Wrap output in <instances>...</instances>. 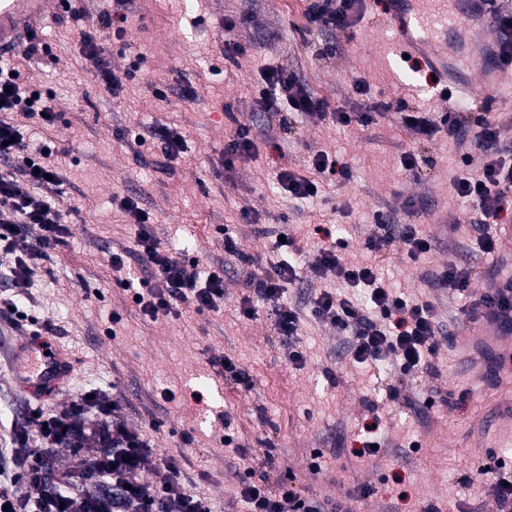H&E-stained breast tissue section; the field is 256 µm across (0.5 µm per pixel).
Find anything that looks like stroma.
Segmentation results:
<instances>
[{"instance_id":"35a3bbf8","label":"stroma","mask_w":512,"mask_h":512,"mask_svg":"<svg viewBox=\"0 0 512 512\" xmlns=\"http://www.w3.org/2000/svg\"><path fill=\"white\" fill-rule=\"evenodd\" d=\"M109 7L108 0L56 7L35 28L46 51L18 62L22 81L53 92L62 115L54 143L68 155L64 219L76 232L35 268L21 307L36 322L58 326L48 343L68 355L73 373L52 396L20 388L10 358L22 333L0 319V431L22 422L28 408L61 413L80 390L100 388L121 401L128 426L145 429L160 421L151 434L154 447L180 458L213 512H245L236 492L251 464L222 445L221 413L240 446L268 451L276 470L292 474L311 494L341 498L370 485L375 492L358 500L361 512H422L431 504L441 512H489L483 487L464 479L487 453L512 457V399L500 381L475 377L469 358L449 347L448 337L466 323L470 298L512 272V238L501 237L498 253L481 251L479 233L468 222L471 207L453 190L462 149L443 137L413 144L392 111L373 124L348 127L293 114L286 129L254 105L262 69L280 66L334 107L358 112L403 98L429 113L451 111L423 73L383 62V47L400 43L401 26L384 21L379 0H366L362 19L344 33L310 27L307 0H128L125 34L110 42V66L122 82L115 97L93 79L77 42L78 30L98 29ZM228 17L236 21L230 30ZM228 42L247 47V55L225 60ZM358 79L368 95H353ZM240 125L250 128L257 152L228 169L224 146ZM162 127L186 141L169 165L160 149L137 142L153 140ZM410 149L421 158L412 171L402 165ZM317 150L347 165L349 180L327 175L317 199H290L276 183L278 167L309 174ZM126 195L142 196L163 246L187 249L203 263L223 262L221 311L153 321L130 305L109 263L134 240V226L114 203ZM380 215L420 225L434 242L431 252L412 265L396 241L386 253L369 256L365 242L377 234ZM317 225L343 228L347 262L375 260L387 284L435 306L443 333L432 368L400 386L397 397L387 393L396 385L392 364L353 363L343 355L348 336L310 313L311 300L330 285L310 269L329 244L314 233ZM283 230L296 252L275 249ZM228 237L238 255L225 253ZM285 258L301 266L284 296L301 312L298 339L306 363L300 368L288 361L273 304L256 302L249 320L238 313L241 267L263 269ZM451 260L471 269L469 296L424 282L428 271ZM115 312L122 321L112 337L104 330ZM222 356L247 373L248 383L217 374L212 362ZM165 389L172 401L162 399ZM195 390L205 402L191 399ZM431 395L434 407L423 408ZM376 416L382 421L379 452L355 456L359 431ZM186 431L193 437L188 445ZM316 452L324 458L314 474L306 462Z\"/></svg>"}]
</instances>
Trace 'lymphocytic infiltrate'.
<instances>
[{
	"label": "lymphocytic infiltrate",
	"instance_id": "lymphocytic-infiltrate-1",
	"mask_svg": "<svg viewBox=\"0 0 512 512\" xmlns=\"http://www.w3.org/2000/svg\"><path fill=\"white\" fill-rule=\"evenodd\" d=\"M363 13V0H309L306 9L310 25L340 31L353 28ZM126 21L123 13L104 12L102 33L83 30L78 39L81 54L92 64L93 78L116 93L121 84L109 67L108 39L122 37ZM262 80L265 87L256 104L264 112H302L337 125H367L375 111L394 109L402 128L416 142L444 136L460 144L467 137L459 112L427 114L403 99L394 105L377 103L372 112H349L313 96L287 69L266 68ZM5 112L20 113L47 131L57 129L60 116L52 97L23 86L13 59L0 63V249L13 258L8 269L0 270V318L16 326L22 316L19 302L31 285L34 266L64 244L73 229L62 218L61 196L38 193L48 184L64 186L61 160L44 142L24 140L14 124L2 120ZM472 139L481 152L480 164L456 178L453 189L474 208L481 231L478 241L485 252L492 253L499 243L498 225L512 214V163L499 151L497 120L481 117ZM310 165L315 172L311 178L280 168L276 175L280 188L293 198L310 200L321 191L319 175L347 174L345 165L322 151L313 153ZM119 211L127 223L136 225L137 235L133 248L112 253L110 264L113 271L122 273L123 288L140 314L154 320L219 311L224 302L223 265H203L162 246L153 230L154 215L138 196L122 197ZM396 240L404 246L405 259L412 262L432 248L431 239L417 225L401 224L368 239L365 249L377 254ZM341 248L338 241L322 248L311 269L319 277H334L351 288L366 287L367 300L362 303L326 288L313 299L312 315L352 336L348 354L353 362L390 360L403 378L429 370L439 326L433 305L388 288L375 263H344ZM298 278L297 265L288 261L265 271H247V293L238 303V312L253 318L257 298L277 304L278 333L292 340L289 360L300 367L306 357L294 342L299 310L283 302L287 286ZM120 411L119 400L95 390L77 395L69 409L58 415L32 410L22 427L11 428L8 446L0 448V512H212L209 500L189 488L180 460L153 448L148 430L119 422ZM91 443L96 446L92 476L78 484L67 477L54 479L50 470L54 452ZM475 476L490 493L493 512H512V469L504 458L480 464ZM372 493L371 487L358 486L351 498L320 501L292 482L272 484L266 470L253 466L240 479L237 491L246 512H353L352 499Z\"/></svg>",
	"mask_w": 512,
	"mask_h": 512
}]
</instances>
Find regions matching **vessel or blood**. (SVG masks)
<instances>
[{
	"mask_svg": "<svg viewBox=\"0 0 512 512\" xmlns=\"http://www.w3.org/2000/svg\"><path fill=\"white\" fill-rule=\"evenodd\" d=\"M48 0H0V55L9 53L27 26L41 18ZM389 10L402 17L403 53L430 64L443 91L470 92L481 83L498 94L512 93V80L490 59L496 36L483 24L490 0H391ZM28 384L38 394L61 389L73 366L60 350L47 349L40 337H25Z\"/></svg>",
	"mask_w": 512,
	"mask_h": 512,
	"instance_id": "obj_1",
	"label": "vessel or blood"
}]
</instances>
